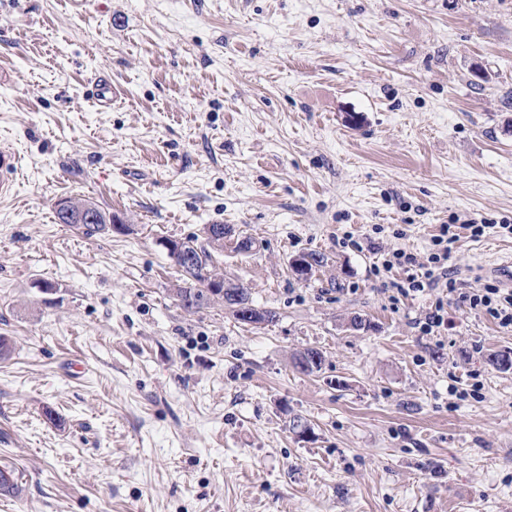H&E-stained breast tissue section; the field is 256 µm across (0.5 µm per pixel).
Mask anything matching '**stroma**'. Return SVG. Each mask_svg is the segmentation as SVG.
Here are the masks:
<instances>
[{"instance_id":"obj_1","label":"stroma","mask_w":512,"mask_h":512,"mask_svg":"<svg viewBox=\"0 0 512 512\" xmlns=\"http://www.w3.org/2000/svg\"><path fill=\"white\" fill-rule=\"evenodd\" d=\"M2 146L0 512H512V328L422 335L378 270L471 219L457 288L512 254V0H0ZM209 224L274 322L180 307L163 242ZM74 204H75V201L73 199L62 198V199L58 200V202H57V209L61 210L62 212L70 213L71 209H73V207H74ZM57 209H56V217H57L58 223L73 224V226H75V227L82 228L83 231L87 235H94L96 233L112 231V230L116 231L120 228V226H119L120 224H114L113 222H112L113 223L112 229L109 228L108 224H112L109 221H107L106 224H100V223L99 224H85V223L79 224L75 220L69 221V220H67L66 216H64V214H62V212L58 211Z\"/></svg>"}]
</instances>
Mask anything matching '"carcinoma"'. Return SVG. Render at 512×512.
<instances>
[{
	"mask_svg": "<svg viewBox=\"0 0 512 512\" xmlns=\"http://www.w3.org/2000/svg\"><path fill=\"white\" fill-rule=\"evenodd\" d=\"M185 252L188 262L182 265L181 272L186 287L178 289L177 297L182 307L195 312L208 305L211 298L217 296L224 298V302L233 308L236 319L245 321L241 316V307L252 305L248 289L239 284L229 283L222 288H211L216 279L214 273V251L217 247L209 242L205 245L197 243V239L189 238L177 240ZM299 260L307 264L304 275L296 277L298 281H308L314 273L327 264V259L320 252H308L300 255ZM323 354L315 348H306L294 357V366L303 373H314L322 369Z\"/></svg>",
	"mask_w": 512,
	"mask_h": 512,
	"instance_id": "carcinoma-1",
	"label": "carcinoma"
}]
</instances>
